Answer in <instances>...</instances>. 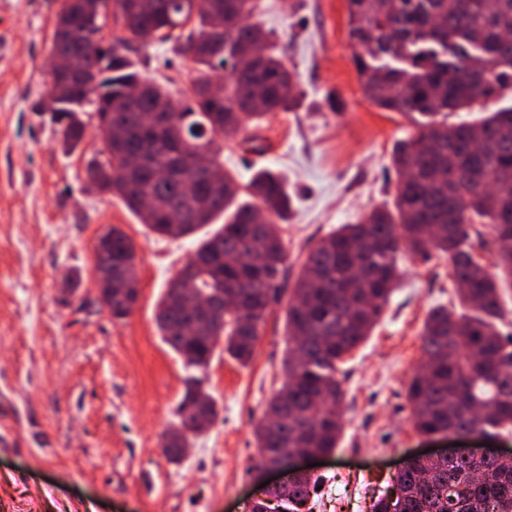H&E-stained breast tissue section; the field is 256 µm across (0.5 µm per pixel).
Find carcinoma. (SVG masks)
<instances>
[{
    "instance_id": "cac0c4a2",
    "label": "carcinoma",
    "mask_w": 512,
    "mask_h": 512,
    "mask_svg": "<svg viewBox=\"0 0 512 512\" xmlns=\"http://www.w3.org/2000/svg\"><path fill=\"white\" fill-rule=\"evenodd\" d=\"M114 4L125 35L111 54L103 44L90 86L58 84L56 106L43 107L60 126L71 152L83 138L78 118L94 106L101 132L126 130L120 142L104 138L107 158L89 165L105 193L120 197L157 235L193 236L224 217V224L197 248L158 304L156 325L182 360L187 376L180 418L199 410L215 419L216 401L205 388L219 343L241 365L252 361L260 327L285 293L286 253L274 214L282 219L290 196L270 171L241 185L223 171L224 139L256 126L271 112L293 109L301 96L270 36L247 22L257 0H208L187 36L204 78L184 107L156 108L167 97L159 85L133 107L125 89L141 81L130 57L137 42L165 22L180 18L178 0H147L140 9ZM349 36L363 49L355 66L365 92L386 111L427 121L396 148L394 209L377 208L356 224H342L312 247L290 291L286 309V379L269 400L255 429L257 463H276L296 448L330 454L341 435L345 392L338 378L344 358L368 336L401 278L399 254L448 257L456 289L453 309L440 306L421 332L423 364L408 383L411 422L423 435L461 431L496 438L512 431V336L504 289L512 288V107L473 122L449 124L448 113L483 108L512 91V0H347ZM230 24L210 28L212 12ZM103 17L64 0L54 26L53 50L72 53L95 40ZM224 96L205 95L225 62ZM112 100V111L104 104ZM158 207L144 212L143 201ZM492 225L494 271L482 264L489 250L481 225ZM93 268L116 274L104 307L122 320L138 300L127 282L138 280L134 248L113 225L97 238ZM191 286L213 304L209 314L187 308ZM284 413L274 426L267 415ZM319 477L288 479L275 504L260 501L252 512H303ZM396 502L381 496L373 512H512V459L467 460L450 456L414 462L397 473Z\"/></svg>"
}]
</instances>
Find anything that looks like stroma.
I'll use <instances>...</instances> for the list:
<instances>
[{
  "label": "stroma",
  "mask_w": 512,
  "mask_h": 512,
  "mask_svg": "<svg viewBox=\"0 0 512 512\" xmlns=\"http://www.w3.org/2000/svg\"><path fill=\"white\" fill-rule=\"evenodd\" d=\"M261 3L252 21L273 32L304 96L297 109L264 118L249 141L225 142L220 160L243 183L262 169L285 178L292 206L277 227L292 282L328 232L392 207V153L415 125L364 91L347 0ZM62 7L0 0V512H251L264 495L248 471L253 428L284 379L286 309L268 318L249 365L215 354L207 389L219 416L170 463L163 438L179 423L184 370L155 314L199 239L158 236L89 184V164L106 158L94 110L80 115L78 148L62 150L60 128L42 110ZM133 58L177 106L202 76L168 43L147 40ZM111 225L134 246L140 285L121 321L102 308L91 278L94 245ZM401 265L399 288L341 377L342 434L317 468L312 512H372L423 446L407 385L421 362L423 322L455 288L446 257ZM69 270L82 274L73 294L60 286Z\"/></svg>",
  "instance_id": "obj_1"
}]
</instances>
